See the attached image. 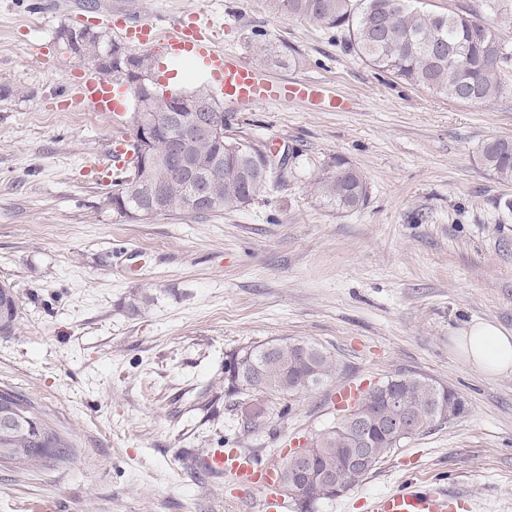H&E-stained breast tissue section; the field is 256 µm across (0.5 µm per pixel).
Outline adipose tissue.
<instances>
[{"mask_svg": "<svg viewBox=\"0 0 512 512\" xmlns=\"http://www.w3.org/2000/svg\"><path fill=\"white\" fill-rule=\"evenodd\" d=\"M456 355L488 378L512 374V333L491 321H476L452 338Z\"/></svg>", "mask_w": 512, "mask_h": 512, "instance_id": "obj_1", "label": "adipose tissue"}]
</instances>
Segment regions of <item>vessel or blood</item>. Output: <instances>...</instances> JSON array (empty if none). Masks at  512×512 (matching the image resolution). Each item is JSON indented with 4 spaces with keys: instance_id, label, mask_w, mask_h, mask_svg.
I'll use <instances>...</instances> for the list:
<instances>
[{
    "instance_id": "b4317fda",
    "label": "vessel or blood",
    "mask_w": 512,
    "mask_h": 512,
    "mask_svg": "<svg viewBox=\"0 0 512 512\" xmlns=\"http://www.w3.org/2000/svg\"><path fill=\"white\" fill-rule=\"evenodd\" d=\"M114 32L127 45L152 48L164 61L181 58L199 61L211 82L223 89L225 99L243 108L286 99L315 103L322 97V85L313 80L293 84L272 81L261 68L224 52L208 32L195 23H179L163 31L151 22L121 19L115 23ZM122 96L121 88L88 72L82 75L68 95L66 104L72 108L89 107L113 115L122 108ZM132 156L127 141H119L112 152V165L98 169L100 181L111 183L114 169L123 168ZM205 466L214 474L227 475L238 483L262 489L261 512H282L285 508L276 469L259 462L252 453L235 448H215L206 458ZM461 507L460 498L432 486L409 481L373 498L369 512H460Z\"/></svg>"
}]
</instances>
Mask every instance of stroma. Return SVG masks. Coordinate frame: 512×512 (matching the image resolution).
I'll return each instance as SVG.
<instances>
[{
  "label": "stroma",
  "instance_id": "stroma-1",
  "mask_svg": "<svg viewBox=\"0 0 512 512\" xmlns=\"http://www.w3.org/2000/svg\"><path fill=\"white\" fill-rule=\"evenodd\" d=\"M108 6L163 27L198 20L270 79L321 81L353 109H232L227 137L288 155L277 189L205 217H121L96 169L133 107L104 123L58 105L93 67L59 30L111 31ZM344 36L268 0H0V284L19 306L0 333V390L72 446L63 462L0 466V512H258L261 490L204 468L211 449L282 468L340 419L337 389L401 374L454 389L466 414L311 512H367L411 474L474 512H512V375L485 378L451 344L477 320L512 332V182L478 154L512 137V79L493 104L453 102L375 70ZM338 155L368 183L359 210L315 189ZM274 338L325 348L335 374L293 397L228 393L230 354Z\"/></svg>",
  "mask_w": 512,
  "mask_h": 512
}]
</instances>
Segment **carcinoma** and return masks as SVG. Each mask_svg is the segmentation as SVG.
I'll list each match as a JSON object with an SVG mask.
<instances>
[{"label": "carcinoma", "mask_w": 512, "mask_h": 512, "mask_svg": "<svg viewBox=\"0 0 512 512\" xmlns=\"http://www.w3.org/2000/svg\"><path fill=\"white\" fill-rule=\"evenodd\" d=\"M418 0H269L271 7L291 17L321 22L329 29L347 31L348 45L375 69L395 75L406 83L424 87L453 101L484 104L499 99L505 91L504 82L512 72V41L500 37L485 13L496 15L508 11L512 0H483L484 11L439 13L418 9ZM86 57L95 59L97 52L112 45L118 52L123 43L107 34L94 36ZM152 112L158 121L157 141L168 145L182 138L186 120L172 122L167 117L169 103L162 97L152 98ZM193 151L202 157L224 159V183L211 190L214 200L203 209L186 207L187 196L194 182L184 179L166 188L163 215L202 217L219 211L236 210L249 204L272 180L273 170H265V155L258 145H243L229 140L224 128L210 139L199 140ZM480 160L498 180L512 182V138L491 137L480 147ZM140 158L132 170L112 181V209L120 216L126 211L146 209L155 199V190L148 184L131 186ZM332 174L316 182L327 202L345 211L362 208L368 199V185L363 174L348 165L342 157L331 160ZM18 316V303L11 288L0 286V332H12ZM297 339L276 338L263 344L231 354L228 392L258 391L268 395L293 396L312 391L323 384L336 368L333 356L316 344L308 343L318 373L309 386H298L288 373L298 372L295 344ZM398 387L407 398V411L426 432L437 422L433 420L434 392L423 375H400ZM25 409L38 418L43 441L27 442L25 435L14 437L12 452L0 454L2 464H26L36 461L34 449H44L50 460L65 461L70 443L61 436L36 409L34 404L12 392L0 390V402ZM344 429L326 430L316 448V465L331 470L353 488L370 473L346 465ZM329 498L320 486L309 488L300 499L299 508L308 512L316 502Z\"/></svg>", "instance_id": "obj_1"}]
</instances>
